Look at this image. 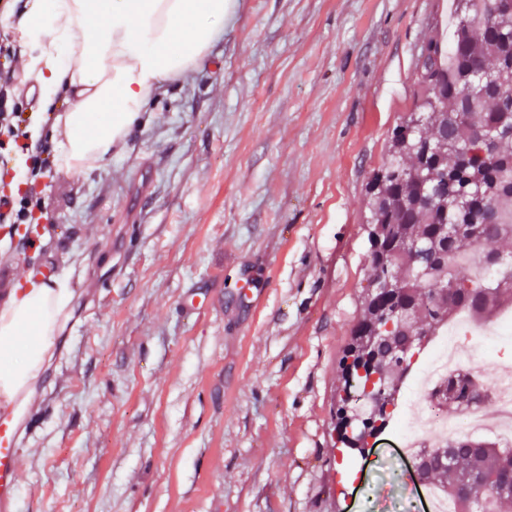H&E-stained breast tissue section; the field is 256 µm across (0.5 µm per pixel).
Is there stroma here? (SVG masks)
<instances>
[{"label":"stroma","mask_w":512,"mask_h":512,"mask_svg":"<svg viewBox=\"0 0 512 512\" xmlns=\"http://www.w3.org/2000/svg\"><path fill=\"white\" fill-rule=\"evenodd\" d=\"M25 8L0 0V69L30 119L4 24ZM450 19L449 0H235L109 164L35 182L39 237L0 233V275L50 271L73 302L20 417L15 512H403L389 433L335 445L339 361L366 186ZM49 134L0 145V193Z\"/></svg>","instance_id":"obj_1"}]
</instances>
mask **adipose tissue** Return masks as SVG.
<instances>
[{
    "label": "adipose tissue",
    "mask_w": 512,
    "mask_h": 512,
    "mask_svg": "<svg viewBox=\"0 0 512 512\" xmlns=\"http://www.w3.org/2000/svg\"><path fill=\"white\" fill-rule=\"evenodd\" d=\"M230 0H29L11 29L53 118L55 162L105 165L162 86L192 72L224 29ZM66 280L34 281L0 305V395L27 388L65 324Z\"/></svg>",
    "instance_id": "1"
}]
</instances>
